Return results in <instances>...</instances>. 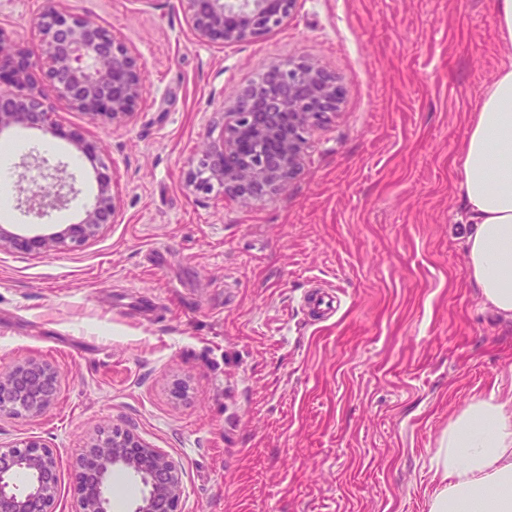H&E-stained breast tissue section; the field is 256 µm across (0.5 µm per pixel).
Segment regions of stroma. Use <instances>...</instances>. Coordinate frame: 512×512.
<instances>
[{"instance_id": "stroma-1", "label": "stroma", "mask_w": 512, "mask_h": 512, "mask_svg": "<svg viewBox=\"0 0 512 512\" xmlns=\"http://www.w3.org/2000/svg\"><path fill=\"white\" fill-rule=\"evenodd\" d=\"M493 0H298L283 28L218 49L179 0H69L144 63L123 126L58 105L117 172L115 223L61 250L0 249V368H57L54 407L0 414V447L39 439L74 512L75 459L99 431L134 428L177 461L178 512H428L448 422L512 394V321L466 267L459 173L485 89L512 65ZM41 0H0L29 47ZM286 60L336 75V114L307 136L300 173L248 206L187 175L231 96ZM8 230L77 223L91 164L35 129L6 131ZM63 162L75 191L38 220L24 163ZM340 301L315 316L308 295Z\"/></svg>"}]
</instances>
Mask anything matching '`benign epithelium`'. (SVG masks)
<instances>
[{"instance_id": "7a95c632", "label": "benign epithelium", "mask_w": 512, "mask_h": 512, "mask_svg": "<svg viewBox=\"0 0 512 512\" xmlns=\"http://www.w3.org/2000/svg\"><path fill=\"white\" fill-rule=\"evenodd\" d=\"M67 0H43L34 18L40 40L28 48L0 25V133L32 128L67 140L95 165L98 191L83 218L48 235L24 237L0 228V248L33 251L80 244L117 213L115 170L98 144L54 122L59 102L103 124L121 126L142 98L144 64L108 27L74 12ZM297 0H182L193 37L220 49L281 28ZM336 76L307 61L271 66L259 81L238 91L224 110L220 137L199 153L188 173L193 191L224 195L250 204L284 190L302 166L305 134L321 126L340 105ZM38 178L51 187L32 192L28 212L37 217L64 205L73 193L66 166L36 161ZM60 375L50 364L29 358L0 371V413L35 418L54 405ZM75 512H111L112 474L137 477L147 493L133 512H178L183 494L178 462L151 447L130 429L91 438L75 465ZM29 479L20 489L18 476ZM60 474L53 449L39 439L21 447L0 448V512H55Z\"/></svg>"}]
</instances>
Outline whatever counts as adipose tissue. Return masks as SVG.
<instances>
[{"label":"adipose tissue","mask_w":512,"mask_h":512,"mask_svg":"<svg viewBox=\"0 0 512 512\" xmlns=\"http://www.w3.org/2000/svg\"><path fill=\"white\" fill-rule=\"evenodd\" d=\"M455 166L468 276L512 320V67L486 89ZM433 481L429 512H512V397L473 399L449 421Z\"/></svg>","instance_id":"adipose-tissue-1"}]
</instances>
